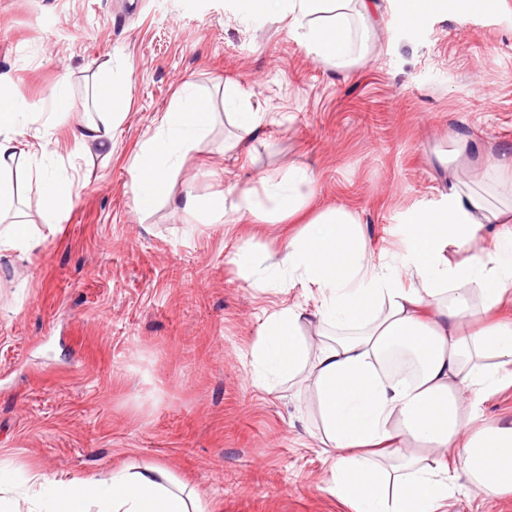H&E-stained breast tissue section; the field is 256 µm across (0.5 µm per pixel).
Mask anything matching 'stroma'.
I'll return each instance as SVG.
<instances>
[{
    "label": "stroma",
    "mask_w": 512,
    "mask_h": 512,
    "mask_svg": "<svg viewBox=\"0 0 512 512\" xmlns=\"http://www.w3.org/2000/svg\"><path fill=\"white\" fill-rule=\"evenodd\" d=\"M403 7L377 0L370 54L341 69L243 0H0V95L28 112L24 142L45 145L74 189L53 232L36 174L16 170L18 217L40 245L32 259H0V462L66 480L159 465L212 512H347L325 490L313 391L252 381L264 320L318 304L298 286L258 285L298 227L216 206L305 168L300 194L356 213L373 259L394 265L414 216L441 208L449 183L512 201L485 157L512 151V0L418 28L399 23ZM114 76L130 91L112 153L77 154L71 130L95 117L92 91ZM63 79L71 112L51 123ZM228 80L266 114L241 149ZM187 82L213 125L180 159L168 200L141 212L133 159ZM459 135L477 154L454 155ZM188 189L190 214L174 205ZM242 251L253 278L234 263ZM448 512H512V496L463 479Z\"/></svg>",
    "instance_id": "obj_1"
}]
</instances>
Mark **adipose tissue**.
Segmentation results:
<instances>
[{"instance_id":"1","label":"adipose tissue","mask_w":512,"mask_h":512,"mask_svg":"<svg viewBox=\"0 0 512 512\" xmlns=\"http://www.w3.org/2000/svg\"><path fill=\"white\" fill-rule=\"evenodd\" d=\"M249 4L287 16L292 34L320 61L348 68L366 57L355 32L369 29L375 0ZM126 89L116 82L97 90L102 113L72 130L78 152L111 149L113 115L104 105ZM243 97L237 84H225L224 106L241 146L265 120L243 108ZM212 122L194 85L184 84L132 163L142 211L165 195L177 161ZM26 126L21 107L1 97L0 217L20 195L4 173L24 160L37 166L46 155L24 148ZM309 179L301 168L265 178L235 207L260 214L267 198L296 216L305 206L299 187ZM42 185L41 217L52 227L73 206V184L47 173ZM499 221L479 196L452 185L445 208L411 224L403 274L368 257L359 219L341 206L321 211L280 249L278 268L288 270L290 284L315 290L319 305L311 316L289 306L265 320L252 348L255 382L309 381L319 403V446L332 461L326 490L352 512H445L460 478L493 498L512 494V422L474 426L461 398L466 385L489 395L512 383V315H503L512 312V226L482 255L448 258L469 247L482 225ZM311 317L325 330L314 348L301 333ZM30 481L28 512H211L207 500L158 466L118 471L107 481L41 474Z\"/></svg>"}]
</instances>
